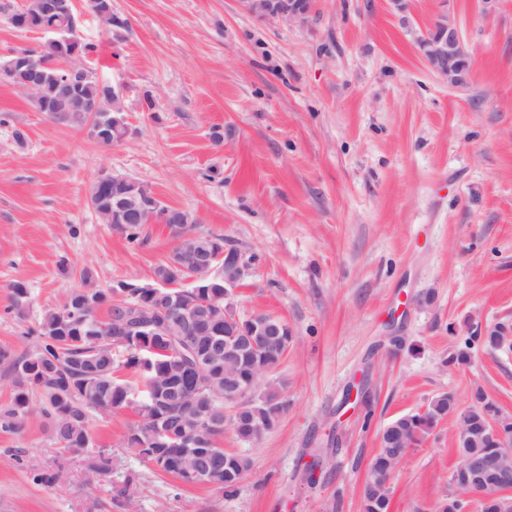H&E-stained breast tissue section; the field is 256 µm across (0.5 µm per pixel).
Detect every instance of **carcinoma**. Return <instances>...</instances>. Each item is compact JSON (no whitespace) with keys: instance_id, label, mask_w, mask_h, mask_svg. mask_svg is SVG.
<instances>
[{"instance_id":"1","label":"carcinoma","mask_w":512,"mask_h":512,"mask_svg":"<svg viewBox=\"0 0 512 512\" xmlns=\"http://www.w3.org/2000/svg\"><path fill=\"white\" fill-rule=\"evenodd\" d=\"M81 99L100 107L102 112H113L112 99L99 97L96 79L82 80L79 89ZM84 287L70 293L62 306L46 309L35 334L34 350L15 355L0 350V365L4 373L12 377L14 393L10 405L0 408V431L20 432L31 413L30 395H41V413L50 424L54 443L65 451H79L93 446L90 428L91 415L98 410L112 414L121 410H133L138 421L130 426L126 443L139 456L158 470L171 474L181 481L199 484L201 480L181 470L184 449L175 445L154 455L157 437L156 422L149 405L143 403L144 387L149 386L155 396L166 398L175 383L184 376L192 360L177 351L178 336H145L152 344L161 343L166 353H155L149 363V371L141 370V353L131 336H116L109 326L124 322L135 323L140 315L137 306L154 311L167 310L175 305H189L210 315L212 330L223 336V353L207 356L211 335L198 336L192 344L204 357L206 371L203 380L208 391L216 395L213 409L216 417L224 419V399L220 394L225 385L246 386L258 377L254 386L257 403L249 408L261 431L240 427L236 437L244 442L258 439L279 422L288 407L285 397L287 384L273 376L282 356L292 342L286 322H281L280 336L274 343L248 353H240L236 347L233 326L224 316V301L205 305L210 296L193 293L182 288H162L156 298L127 296L121 288L108 290L94 287L89 270L82 272ZM105 315H99L101 308ZM508 333V326L500 324L483 337H468L464 346L448 352L442 365L453 368L469 361L471 342L482 341L484 347L496 349ZM451 418L456 430L467 432V439L456 437L457 447L478 452H494L498 441L493 437L491 425H498L512 436V416L503 412L479 387L471 394V402L461 407L456 396L443 392L433 397L424 412L401 415L384 426L380 433V447L370 462V478L363 493V512H389L391 507L390 475L407 453L387 441L395 431L413 446L422 442L442 421ZM215 465L221 475L215 483L225 491L234 490L243 476L251 469L252 461L241 454L216 449ZM88 469L96 475L108 478L112 473V458L105 450L98 449L88 457Z\"/></svg>"}]
</instances>
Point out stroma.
I'll use <instances>...</instances> for the list:
<instances>
[{
  "instance_id": "stroma-1",
  "label": "stroma",
  "mask_w": 512,
  "mask_h": 512,
  "mask_svg": "<svg viewBox=\"0 0 512 512\" xmlns=\"http://www.w3.org/2000/svg\"><path fill=\"white\" fill-rule=\"evenodd\" d=\"M443 9L313 0L298 27L239 0H112L127 28L87 16L78 32L96 75L126 91L129 133L108 147L0 81V349L30 351L82 269L108 289L150 280L171 252L165 225L132 245L100 223L87 190L103 170L150 184L196 216L194 232L256 255L237 309L271 313L293 336L277 426L251 443L229 429L217 440L253 459L233 494L132 452L128 410L90 423L112 457V481H100L85 453L54 444L35 393L23 431L0 432V512H362L391 420L441 392L469 404L476 386L512 414V348L477 345L467 365H441L458 340L512 323V0L490 15L455 0L473 52L462 89L415 41ZM16 283L29 292L19 309ZM356 385L366 404L345 403ZM457 463L448 419L395 469L391 512H442ZM129 478L130 498L118 497Z\"/></svg>"
}]
</instances>
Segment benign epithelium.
<instances>
[{"label":"benign epithelium","mask_w":512,"mask_h":512,"mask_svg":"<svg viewBox=\"0 0 512 512\" xmlns=\"http://www.w3.org/2000/svg\"><path fill=\"white\" fill-rule=\"evenodd\" d=\"M244 8L263 20H276L288 24L303 26L308 23L311 7L305 0H240ZM41 7L45 14H65L71 18L70 24L63 26L45 25L41 32L51 35L46 46L64 55L66 73L48 75L43 72L42 61L35 56L15 51L10 58L0 64V78L17 88L30 93L35 100L42 101V111L54 109L60 98L69 102L72 112L85 111L82 100L77 96L76 79L85 76V53L77 37L81 17H73L72 0H42ZM87 12L102 21L112 19V0H89ZM418 51L427 65L439 74L452 87H462L470 79L471 70L463 61L472 57L470 48L463 41L461 32L451 9H446L432 27L417 36ZM112 123L105 115L90 119L83 130L90 138L102 145L112 144L109 131ZM134 182L126 175L102 172L92 181L88 201L92 211L104 224L110 225L115 232L129 224H138L144 209V202L136 197L122 193L119 188ZM160 223L170 224L178 233L175 236L176 252L183 255L185 264H173V267L185 271L192 269V276L181 279L186 287L197 290L203 287L207 279L224 280V299L229 308H234L233 297L239 284L246 280L253 271L254 260L237 249L217 251L207 246L204 241L191 232L183 231L185 217L179 211L170 210L164 202ZM254 314L242 321L234 317L241 343L248 349H256L267 342L268 337L279 335L278 330L268 321L259 320ZM174 325L179 334L191 341L203 333V325L195 312H179L176 316L158 322L153 315L135 326L128 328L133 336H152L155 332ZM210 395L206 388L199 386L190 390L184 386L176 390L175 398L164 403L151 399L152 409L157 420L168 416L191 417L197 420L196 430L213 433L222 429L219 423L203 417L209 411ZM512 453L504 447L493 455H473L469 452L460 454L456 470L471 474L472 482L466 492L454 501L453 512H466L470 500L481 505L494 504L497 512H512V468L504 466L502 458Z\"/></svg>","instance_id":"7a95c632"}]
</instances>
